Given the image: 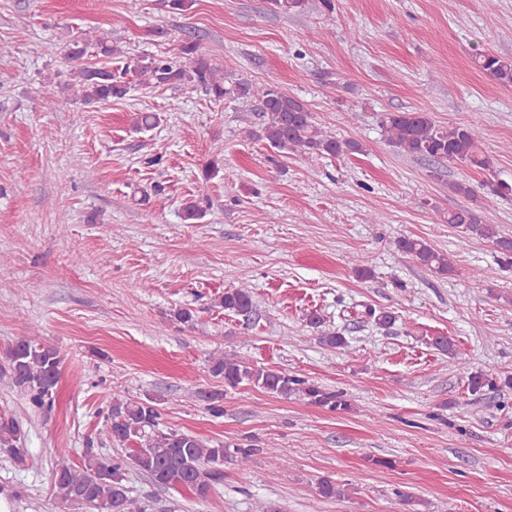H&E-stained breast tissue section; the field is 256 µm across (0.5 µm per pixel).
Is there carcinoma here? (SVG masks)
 Instances as JSON below:
<instances>
[{"label":"carcinoma","instance_id":"carcinoma-1","mask_svg":"<svg viewBox=\"0 0 512 512\" xmlns=\"http://www.w3.org/2000/svg\"><path fill=\"white\" fill-rule=\"evenodd\" d=\"M182 51L188 56L187 64L152 57L118 70L107 64L82 62L87 53L84 41H70L65 55L69 61L78 63L71 73V86L87 104L126 95L125 76L129 74L139 85L148 88L201 85L218 100L231 94L255 98L259 102L261 138L281 154L336 157L363 152L358 140L339 139L320 127L307 105L279 86L269 82H239L227 88L218 70L204 58L195 56V44L183 45ZM476 65L493 80L512 84V57L484 53L476 57ZM380 126L389 145L414 158L461 163L478 171L491 169V158L481 147V132L474 125L446 127L424 112L412 111L385 112ZM448 223L463 228L471 236L490 240L504 263L512 265V238L501 235L495 225L484 223L476 210L466 206L451 210ZM398 249L438 273L452 271L449 257L421 239L403 238L398 241ZM220 306L226 312L250 319L253 313L251 289L242 284L224 290ZM367 315L380 330L391 329L398 319L394 311L386 308L370 307ZM429 345L443 355L453 358L459 355L451 337L434 336L429 339ZM4 359L13 385L26 396L30 407L38 411L51 408L61 375L60 351L32 336H22L8 344ZM209 363L210 372L223 378L224 384L230 387L245 383L284 398L302 395L308 402L331 411L348 406L341 392L328 391L313 381L281 370L228 357L222 350L211 352ZM498 382L512 385V376L506 375L498 381L483 372L468 375V389L472 393L492 388ZM199 397L212 415L224 414V392L201 391ZM160 419L158 405L151 398L132 400L119 394L113 396L102 432L119 443L134 442L138 448L127 460L101 456L91 439L78 461L72 459L67 449L58 450L53 462L55 498L63 505H77L84 512H150V505L134 497L126 484L125 471L131 464L158 486L176 491L185 489L200 500L206 499L211 489L224 480V457L227 456L224 443H209L189 433L163 428ZM0 449L18 464H25L29 458L22 422L4 414H0ZM317 492L323 499L344 496L340 486L329 479L320 480Z\"/></svg>","mask_w":512,"mask_h":512}]
</instances>
